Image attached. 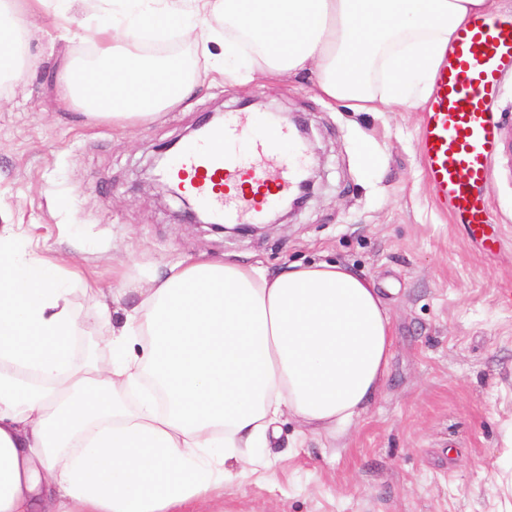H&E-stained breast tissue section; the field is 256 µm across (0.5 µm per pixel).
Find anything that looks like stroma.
Masks as SVG:
<instances>
[{
	"mask_svg": "<svg viewBox=\"0 0 512 512\" xmlns=\"http://www.w3.org/2000/svg\"><path fill=\"white\" fill-rule=\"evenodd\" d=\"M82 21L60 31L29 18L15 76L0 79V228L41 256L65 255L82 282L71 293L77 366L106 358L98 298L201 253L262 262L338 261L373 280L391 324L381 394L346 431L312 432L283 416L281 438L204 512H512V78L499 103L509 131L488 194L505 243L485 254L442 208L425 175L419 130L426 103L358 112L317 97L309 77L224 83L201 46L174 37L145 51L194 59L199 87L143 125L116 128L59 110L55 85L84 59ZM301 120L317 180L284 223L253 235L194 225L158 197L141 170L212 112L249 100Z\"/></svg>",
	"mask_w": 512,
	"mask_h": 512,
	"instance_id": "35a3bbf8",
	"label": "stroma"
}]
</instances>
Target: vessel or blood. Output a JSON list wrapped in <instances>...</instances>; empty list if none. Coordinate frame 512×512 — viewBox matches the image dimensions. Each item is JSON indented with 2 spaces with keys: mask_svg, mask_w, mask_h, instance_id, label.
<instances>
[{
  "mask_svg": "<svg viewBox=\"0 0 512 512\" xmlns=\"http://www.w3.org/2000/svg\"><path fill=\"white\" fill-rule=\"evenodd\" d=\"M512 76V19L475 17L436 70L419 132L426 176L438 202L481 239L488 252L503 244L487 194L504 139L494 106ZM290 142L289 152L280 145ZM303 149L288 121L272 136H254L248 117L228 112L222 124L181 150L169 175L195 196L216 223L262 220L299 186Z\"/></svg>",
  "mask_w": 512,
  "mask_h": 512,
  "instance_id": "1",
  "label": "vessel or blood"
}]
</instances>
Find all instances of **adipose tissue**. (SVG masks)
I'll return each mask as SVG.
<instances>
[{
    "label": "adipose tissue",
    "instance_id": "1",
    "mask_svg": "<svg viewBox=\"0 0 512 512\" xmlns=\"http://www.w3.org/2000/svg\"><path fill=\"white\" fill-rule=\"evenodd\" d=\"M489 0H96L85 29L97 60L67 64L60 105L144 124L182 104L194 75L137 49L144 24L211 41L240 81L313 74L323 98L410 107L458 31ZM0 234V512H196L283 415L342 431L381 393L390 324L374 283L346 266L180 261L101 298L107 360L74 367V280ZM140 301L123 318L113 306Z\"/></svg>",
    "mask_w": 512,
    "mask_h": 512
}]
</instances>
